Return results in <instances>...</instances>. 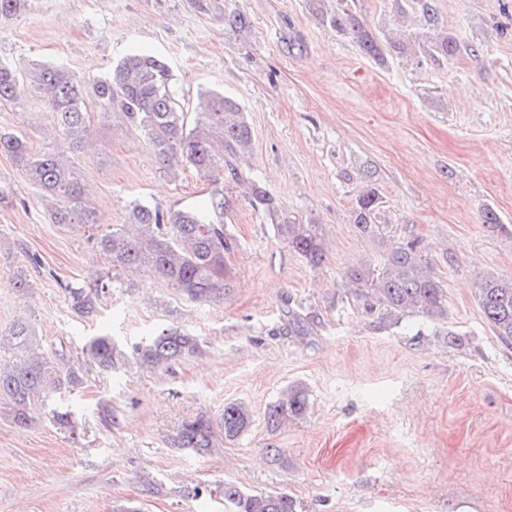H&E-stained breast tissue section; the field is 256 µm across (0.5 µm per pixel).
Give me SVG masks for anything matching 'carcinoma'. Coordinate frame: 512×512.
<instances>
[{
    "mask_svg": "<svg viewBox=\"0 0 512 512\" xmlns=\"http://www.w3.org/2000/svg\"><path fill=\"white\" fill-rule=\"evenodd\" d=\"M401 18L412 13L423 16L427 32H403L396 36L378 34L349 8L348 0H314V11L324 26L349 36L361 52L378 64L388 57L405 58L417 68L452 60L464 52L480 57L483 47L461 44L436 25L435 0H394ZM44 103L62 138V144L34 150L15 134L0 131V155L9 157L28 183L38 187L49 202L52 223L64 226L95 224L87 187L69 154H81L90 146L88 105L108 114L120 112L149 143L160 168L177 175L193 169L218 182L224 170L243 178L240 164L252 150L253 131L244 107L218 90L199 93L194 108L188 109L179 95L169 64L148 53L133 52L113 63L103 76L87 86L67 67L45 65L33 71L22 64L0 62V104L24 105L27 89ZM255 204L271 216L280 204L263 187L251 183ZM382 196L374 172L363 170L352 220L359 234L381 249L380 261L353 264L341 281L365 310L378 312V324L398 322L405 316L421 315L433 329L448 323V296L439 267L456 264L445 250L433 258L422 241L411 232L393 234L389 225L378 223ZM224 192L213 193L207 206L166 210L136 203L129 223L115 224L95 237L108 269L85 285H63L71 309L89 316L112 288H134L143 272L166 281L183 298L193 302L221 303L224 255L230 238L224 231ZM483 224L493 233L512 235V225L500 223L488 209ZM278 236L288 248L318 266L325 249L312 224L276 225ZM474 296L492 331L502 341H512V277L487 273L475 280ZM315 316L288 311L287 334L299 338L314 335ZM11 352V361L0 363V418L17 427L32 423L33 405L48 403L62 389L82 384L79 370L61 366V356L44 350L31 325L15 322L0 335V350ZM199 351L195 336L179 327L163 328L125 350L109 335L87 338L82 355L85 362L102 373H113L133 361L147 369H158ZM308 391L301 384L284 389L265 411L269 427L277 429L291 418L307 412ZM253 419L240 401L224 404L220 417L200 414L184 420L172 437L175 448L207 454L218 446V438L235 442L248 433ZM224 501L233 512H299L300 504L284 491L246 492L233 484L224 485Z\"/></svg>",
    "mask_w": 512,
    "mask_h": 512,
    "instance_id": "obj_1",
    "label": "carcinoma"
}]
</instances>
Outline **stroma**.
Returning <instances> with one entry per match:
<instances>
[{"label":"stroma","mask_w":512,"mask_h":512,"mask_svg":"<svg viewBox=\"0 0 512 512\" xmlns=\"http://www.w3.org/2000/svg\"><path fill=\"white\" fill-rule=\"evenodd\" d=\"M436 5L438 27L480 43L481 58L379 65L309 0H26L0 20V61L60 63L89 82L140 48L170 65L187 98L217 89L238 100L253 131L247 175L283 217L315 223L326 251L310 267L227 178L223 303L188 301L145 275L82 318L62 285L90 280L105 257L86 233L51 223L42 192L0 156V182L22 200L0 207V332L26 320L84 374L61 397L78 437L44 407L26 428L0 420V512H226L228 483L288 492L305 512H512V343L474 299L476 273L512 275V237L482 224L492 209L512 225V19L502 0ZM235 8L249 20L239 32L224 25ZM88 120L94 150L80 171L108 224L125 223L134 202L182 207L213 191L195 171L164 174L121 114L93 109ZM0 128L37 148L56 139L33 96L0 104ZM363 166L376 172L380 223L411 225L433 252L455 254L441 272L449 335H417L418 315L373 330L340 289L348 266L376 254L351 219ZM30 253L41 267L22 293L14 274ZM291 308L318 318L309 340L286 334ZM172 325L198 336L199 354L151 372L131 363L116 378L81 355L103 331L129 346ZM293 383L309 390L307 412L267 428V404ZM230 401L251 409L247 435L206 456L169 446L182 420Z\"/></svg>","instance_id":"35a3bbf8"}]
</instances>
